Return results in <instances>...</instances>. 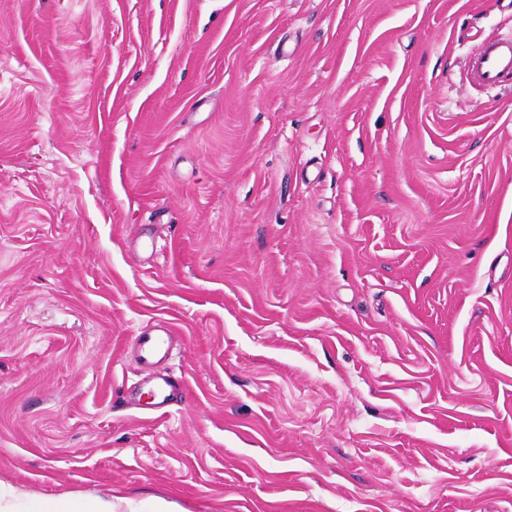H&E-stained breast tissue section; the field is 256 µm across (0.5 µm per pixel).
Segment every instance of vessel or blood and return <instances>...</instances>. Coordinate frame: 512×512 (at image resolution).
<instances>
[{
  "instance_id": "obj_1",
  "label": "vessel or blood",
  "mask_w": 512,
  "mask_h": 512,
  "mask_svg": "<svg viewBox=\"0 0 512 512\" xmlns=\"http://www.w3.org/2000/svg\"><path fill=\"white\" fill-rule=\"evenodd\" d=\"M468 71L472 80L480 85L495 88L512 77V34L502 36L491 34L479 44L477 52L470 58ZM177 334L173 324L167 321L157 323L139 332L136 337L137 359L141 369L152 375V407L167 411L174 391H185L184 379L171 375H156L157 364L168 359Z\"/></svg>"
}]
</instances>
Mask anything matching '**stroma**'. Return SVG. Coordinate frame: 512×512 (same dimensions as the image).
I'll return each mask as SVG.
<instances>
[{
    "label": "stroma",
    "instance_id": "1",
    "mask_svg": "<svg viewBox=\"0 0 512 512\" xmlns=\"http://www.w3.org/2000/svg\"><path fill=\"white\" fill-rule=\"evenodd\" d=\"M508 30L0 0V512H512V82L467 74ZM178 333L171 322L161 321L136 336L137 359L141 369L152 378V408L166 413L171 406L172 394L178 390L184 392L187 384L183 378L170 374L155 376V368L161 360H167L173 349Z\"/></svg>",
    "mask_w": 512,
    "mask_h": 512
}]
</instances>
